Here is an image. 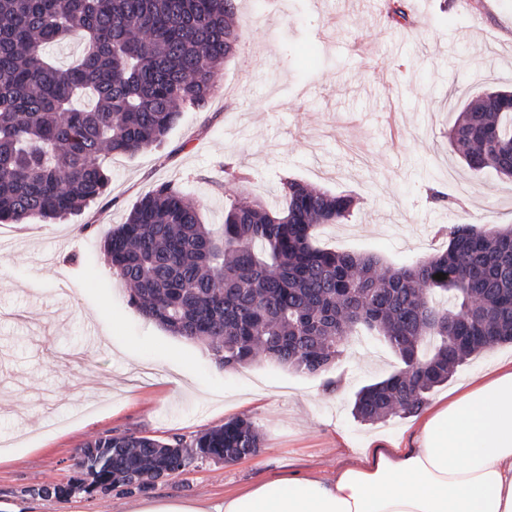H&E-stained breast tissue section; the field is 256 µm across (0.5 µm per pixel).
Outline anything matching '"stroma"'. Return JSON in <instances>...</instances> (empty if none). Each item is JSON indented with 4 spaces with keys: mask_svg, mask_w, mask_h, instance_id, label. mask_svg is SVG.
Segmentation results:
<instances>
[{
    "mask_svg": "<svg viewBox=\"0 0 512 512\" xmlns=\"http://www.w3.org/2000/svg\"><path fill=\"white\" fill-rule=\"evenodd\" d=\"M238 0L247 29L205 108H186L159 146L105 159V195L53 222L0 224V502L76 476L90 438L125 431L161 441L225 421L252 422L254 456L203 463L151 498L218 501L288 473L333 478L366 448L408 447L418 416L362 423L356 393L401 368L378 337L349 339L331 370L308 375L259 358L219 368L128 302L99 249L139 198L179 187L205 223L230 201L275 204L294 178L357 205L313 232L323 248L410 265L450 224L512 226V180L470 170L448 130L467 93L512 90V0ZM512 344L457 367L429 402Z\"/></svg>",
    "mask_w": 512,
    "mask_h": 512,
    "instance_id": "1",
    "label": "stroma"
}]
</instances>
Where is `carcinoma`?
Instances as JSON below:
<instances>
[{"label":"carcinoma","mask_w":512,"mask_h":512,"mask_svg":"<svg viewBox=\"0 0 512 512\" xmlns=\"http://www.w3.org/2000/svg\"><path fill=\"white\" fill-rule=\"evenodd\" d=\"M245 35L236 0H0V224L76 214L104 196L102 157L158 145L184 107H205ZM73 36L77 60L52 63L47 47ZM448 139L471 170L512 178V92L471 97ZM355 205L291 179L275 205L232 201L224 223L206 224L195 203L163 183L101 250L131 305L204 342L225 369L264 355L319 374L356 329L382 337L404 368L357 394L354 416L374 423L419 412L459 364L512 342V229L452 224L447 250L384 269L374 255L313 243L314 226L341 223ZM260 448L259 430L244 419L188 441L99 435L80 448L78 476L26 493L65 500L144 491L154 476Z\"/></svg>","instance_id":"carcinoma-1"}]
</instances>
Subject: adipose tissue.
<instances>
[{"instance_id": "obj_1", "label": "adipose tissue", "mask_w": 512, "mask_h": 512, "mask_svg": "<svg viewBox=\"0 0 512 512\" xmlns=\"http://www.w3.org/2000/svg\"><path fill=\"white\" fill-rule=\"evenodd\" d=\"M363 455L331 480L294 473L217 503L140 500L128 512H512V359L432 404L413 451Z\"/></svg>"}]
</instances>
